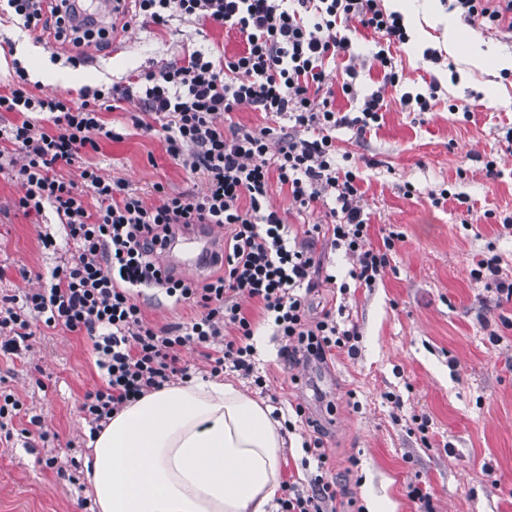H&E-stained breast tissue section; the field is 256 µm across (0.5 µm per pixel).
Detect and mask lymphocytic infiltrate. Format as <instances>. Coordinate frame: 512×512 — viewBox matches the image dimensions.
I'll use <instances>...</instances> for the list:
<instances>
[{
    "instance_id": "obj_1",
    "label": "lymphocytic infiltrate",
    "mask_w": 512,
    "mask_h": 512,
    "mask_svg": "<svg viewBox=\"0 0 512 512\" xmlns=\"http://www.w3.org/2000/svg\"><path fill=\"white\" fill-rule=\"evenodd\" d=\"M5 2L23 28L69 46L71 66L83 65L86 48L101 52L112 45L111 28L75 21L66 0ZM133 2L137 15L157 27L175 16L208 21L236 30L245 48L218 60L195 50L74 96L34 93L27 69L15 59L8 90L0 92V172L10 171L21 187L14 207L27 217L52 209L71 251L53 268L49 287L0 298V353L30 350L38 328L87 336L102 383L85 393L78 411L93 434L129 403L188 378L180 351L190 345L211 376L236 372L265 387L253 369L250 303L281 337L289 365L326 362L349 347L358 328L329 309L311 317L309 294L323 286L343 293L373 287L403 240L391 230L381 244L372 243L359 168L336 162V127L366 134L382 118V96L360 98L353 117L332 103L338 91L358 98L343 23L382 33L391 46L408 39L400 14L384 11L381 0ZM453 2L468 23L512 32V0ZM126 100L144 110L132 116L134 126L161 129L170 159L204 175L203 191L176 193L158 183L149 203L95 166L82 167L75 180L64 176L82 154L99 151L100 139L121 140L103 112ZM241 106L278 120V127L225 125V115ZM36 112L48 114V124L35 122ZM276 188L297 214L326 207L328 223L293 230L271 201ZM198 224L229 231L223 251L207 259L214 274L202 281L177 275L164 260L167 248ZM318 235L351 260L347 281H338L316 257ZM146 288L164 290L192 316L150 324L138 300ZM303 448L318 473L306 488L285 486L280 512H336L321 439L304 441Z\"/></svg>"
}]
</instances>
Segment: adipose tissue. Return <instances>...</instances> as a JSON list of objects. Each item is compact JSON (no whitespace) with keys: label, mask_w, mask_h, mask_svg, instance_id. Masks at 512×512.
<instances>
[{"label":"adipose tissue","mask_w":512,"mask_h":512,"mask_svg":"<svg viewBox=\"0 0 512 512\" xmlns=\"http://www.w3.org/2000/svg\"><path fill=\"white\" fill-rule=\"evenodd\" d=\"M89 446L97 512H269L281 491L280 421L218 379L147 394Z\"/></svg>","instance_id":"obj_1"}]
</instances>
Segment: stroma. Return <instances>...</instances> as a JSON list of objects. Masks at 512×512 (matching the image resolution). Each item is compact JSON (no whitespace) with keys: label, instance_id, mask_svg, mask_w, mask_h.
I'll return each instance as SVG.
<instances>
[{"label":"stroma","instance_id":"stroma-1","mask_svg":"<svg viewBox=\"0 0 512 512\" xmlns=\"http://www.w3.org/2000/svg\"><path fill=\"white\" fill-rule=\"evenodd\" d=\"M412 5L413 15L404 21L409 40L391 49L405 75L398 86H383L373 61L384 37L352 26L358 95L382 91L383 119L362 137L347 126L334 132L339 154L360 167L373 244L388 228L404 239L374 287L353 288L346 296V311L360 332L352 352L294 369L281 357L280 341L263 327L253 338L254 372L276 394L272 409L280 418L300 404L311 419L284 435L282 480H306L302 443L319 425L339 512L351 499L363 512L383 505L390 512H417L409 497L415 487L428 495L432 512H512V330L500 324L501 317L512 318V301L498 300L469 276L476 261L495 255L503 277L512 280V231L501 223L512 216V152L499 148L512 129V73L466 63L475 43L492 63L512 55V36L467 23L449 0ZM433 11L460 28L455 50L445 46L442 28L427 25ZM1 40L12 44L15 55H0V90L16 57L27 63L43 95L117 82L187 51L230 55L243 48L235 32L178 17L163 29L130 20L107 51L88 48L94 60L88 67L53 62L45 39L18 26L0 25ZM428 48L440 53L439 62L424 59ZM407 92L429 96V111L402 109L399 99ZM488 95L496 100L490 108L481 103ZM453 103L469 104L470 116L450 112ZM141 110L123 102L105 113L124 138L102 142L84 162L127 182L148 201L157 182L175 191L201 190L202 175L175 164L160 136L133 127L129 116ZM491 156L501 172L494 180L485 175ZM444 190L449 199L433 204ZM19 193V185L0 174V296L49 286L67 249L56 214L24 217L14 208ZM44 235L56 249H43ZM497 331L501 340L490 342ZM31 344L21 355L0 356V389L18 397L25 410L13 422V437L0 440V512H96L84 478L69 481L45 464L51 457L80 462L89 452L78 406L102 382L91 342L38 329ZM421 420L427 424L423 432L417 428Z\"/></svg>","mask_w":512,"mask_h":512}]
</instances>
